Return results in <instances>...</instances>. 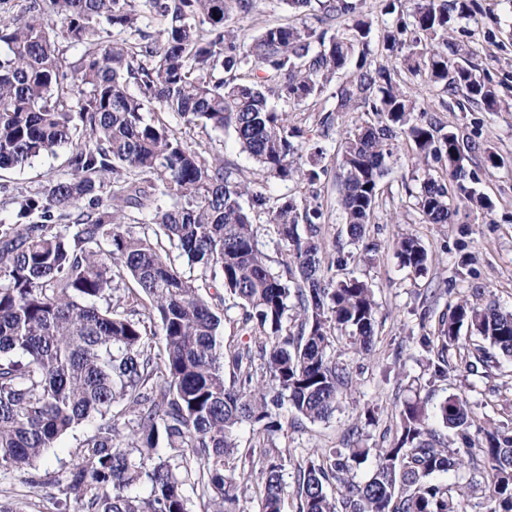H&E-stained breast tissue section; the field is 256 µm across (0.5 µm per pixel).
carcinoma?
Wrapping results in <instances>:
<instances>
[{
    "label": "carcinoma",
    "mask_w": 512,
    "mask_h": 512,
    "mask_svg": "<svg viewBox=\"0 0 512 512\" xmlns=\"http://www.w3.org/2000/svg\"><path fill=\"white\" fill-rule=\"evenodd\" d=\"M252 8L253 0H31L20 17L0 14V169L70 150L67 176L0 223V473L34 468L61 437L95 421L69 472L42 481L77 512H191L188 485L200 512H240L250 484L260 512H285V459L274 444L280 410L331 418L350 383L336 337H349L357 354L374 347L373 292L355 276L329 275L344 258L324 243L318 194L271 200L157 113L191 128L230 129L262 178L312 186L321 153L303 168L304 131L271 99L318 112L324 90L343 75L336 111L371 115L352 121L342 140L340 207L352 241L375 217L402 137L424 169L414 199L425 222L452 224L462 205L492 209L469 187L477 175L465 161L476 141L442 132L406 90L420 79L462 97L470 112L509 108L468 45L451 40L452 21L471 18L476 0H416L384 30L375 65L372 23L356 0H324L319 33L267 25L246 49L228 21ZM149 17L164 22L156 37L142 29ZM342 17L351 20L343 30L334 27ZM64 45L83 48L77 63L66 62ZM252 59L261 74L237 82ZM162 197L171 204H159ZM133 210L152 214L167 246L123 229ZM263 215L276 234L277 272L257 246ZM58 218L70 220L68 234L47 231ZM396 256L416 272L428 263L410 235ZM126 277L138 286L128 306L144 296L158 320L159 352L135 310L99 307ZM227 296L241 301L248 334L228 346L218 314ZM464 327L512 357V311L465 298L423 346L457 347ZM119 404L138 413L129 437L112 415ZM438 414L448 428L470 426L461 397L447 398ZM245 425L256 442L241 451ZM481 451L492 463L484 476L492 512H512V435L486 433ZM369 452L323 448L302 459L296 512H463L437 481L463 460L429 427L422 401L401 402L396 438L376 449V468L356 482L351 473ZM240 457L248 470L237 471ZM136 485L148 495H129Z\"/></svg>",
    "instance_id": "cac0c4a2"
}]
</instances>
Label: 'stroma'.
<instances>
[{"label":"stroma","instance_id":"stroma-1","mask_svg":"<svg viewBox=\"0 0 512 512\" xmlns=\"http://www.w3.org/2000/svg\"><path fill=\"white\" fill-rule=\"evenodd\" d=\"M479 3L480 10L463 24L464 39L478 52L485 74L512 103V7L504 0ZM293 19L282 0H254L252 12L235 16L233 22L249 38L266 25ZM411 90L444 131L478 136L481 150L472 155L467 167L476 171V189L491 199L493 212L485 219L463 210L451 224L423 222L419 212L406 205L407 189L419 188L423 172L414 164L411 142L402 139L381 182L376 218L363 241L351 243L337 204L338 150L343 123L351 115L341 113L340 123L326 129L316 125L312 112L289 107L292 124L306 130L310 145L323 150L322 173L315 186L326 213L323 239L329 250H343L348 257L346 274L368 282L378 305L374 351L368 356L346 354L352 384L335 414L329 420L311 422L295 418L288 410L282 413L283 429L274 442L285 452L284 478L292 491L297 488V459L317 448H342L349 430H356L362 447H388L396 435V409L412 390L431 412L430 426L445 438L449 451L464 454L478 447L489 431L512 432V358L490 347L485 366L468 372L464 352L480 339L465 330L460 349L448 353L447 377L437 380L431 368L437 354L422 347L424 338L437 329L441 317L449 315L458 298L483 306L493 302L512 310V112H463L449 106L432 85L419 83ZM193 139L223 155L245 179H256L253 162L241 152L231 131L197 130ZM489 152L503 157L504 167H486L484 157ZM68 157V150L60 148L30 167L0 170V222L11 219L15 201L40 192L67 173ZM405 233L414 234L429 255L423 274L400 265L395 255L394 245ZM452 395L466 399L470 407L468 438H461L435 416L439 405ZM487 466L478 455L443 477L460 494L468 512L490 508L483 480ZM30 476L2 473L0 490L24 501L28 512H57L53 488L30 484Z\"/></svg>","mask_w":512,"mask_h":512}]
</instances>
